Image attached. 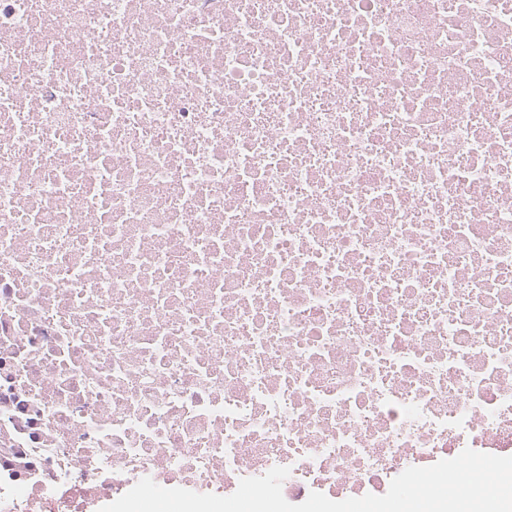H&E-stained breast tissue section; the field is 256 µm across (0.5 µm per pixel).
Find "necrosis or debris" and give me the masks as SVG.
<instances>
[{
    "instance_id": "necrosis-or-debris-1",
    "label": "necrosis or debris",
    "mask_w": 512,
    "mask_h": 512,
    "mask_svg": "<svg viewBox=\"0 0 512 512\" xmlns=\"http://www.w3.org/2000/svg\"><path fill=\"white\" fill-rule=\"evenodd\" d=\"M467 448L512 456V0H0V512Z\"/></svg>"
}]
</instances>
